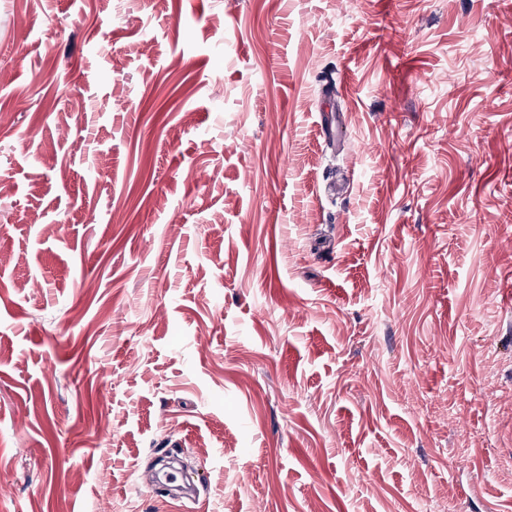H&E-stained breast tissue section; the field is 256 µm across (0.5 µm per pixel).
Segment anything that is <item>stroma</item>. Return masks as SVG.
I'll return each mask as SVG.
<instances>
[{"label":"stroma","instance_id":"1","mask_svg":"<svg viewBox=\"0 0 512 512\" xmlns=\"http://www.w3.org/2000/svg\"><path fill=\"white\" fill-rule=\"evenodd\" d=\"M0 178V512H512V0H0Z\"/></svg>","mask_w":512,"mask_h":512}]
</instances>
